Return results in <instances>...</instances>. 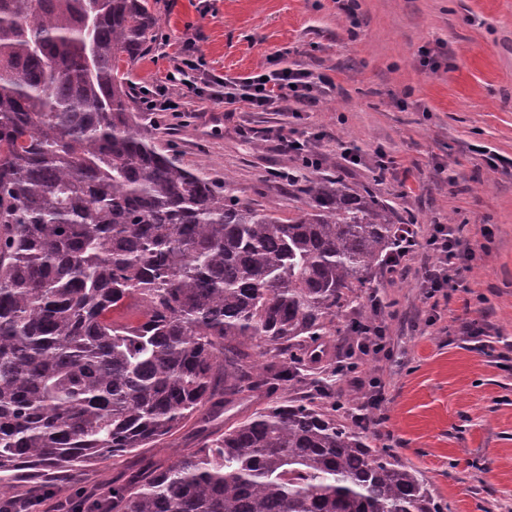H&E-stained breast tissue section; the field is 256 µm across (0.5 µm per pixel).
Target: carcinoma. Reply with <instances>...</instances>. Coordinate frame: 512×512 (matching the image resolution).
<instances>
[{"mask_svg": "<svg viewBox=\"0 0 512 512\" xmlns=\"http://www.w3.org/2000/svg\"><path fill=\"white\" fill-rule=\"evenodd\" d=\"M149 0H0V506L293 381L402 224L341 176L282 217L160 152L120 63ZM61 512H443L313 401L268 404Z\"/></svg>", "mask_w": 512, "mask_h": 512, "instance_id": "cac0c4a2", "label": "carcinoma"}]
</instances>
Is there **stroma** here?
<instances>
[{"label": "stroma", "mask_w": 512, "mask_h": 512, "mask_svg": "<svg viewBox=\"0 0 512 512\" xmlns=\"http://www.w3.org/2000/svg\"><path fill=\"white\" fill-rule=\"evenodd\" d=\"M156 0L157 38L131 68L134 92L151 85L189 46L205 66L194 88L173 87L179 117L146 112L143 127L163 153L230 180L240 197L281 216L305 207L278 179L300 167L279 139H308L320 160L309 178L342 175L415 224L419 245L397 272L376 271L358 299L336 311L325 353L300 380L237 402L209 427L190 420L172 438L83 472L100 493L147 464H169L265 403L289 397L330 405L356 395L372 445L420 472L447 512H512V0ZM285 50V67L335 84L310 106L229 111L206 76L244 78ZM396 167L379 172L377 153ZM302 167V166H301ZM460 228L474 258L459 287L428 294L434 225ZM384 326L389 350L364 351L362 312ZM346 371L334 375L337 366ZM333 373V381H312ZM378 406H371L375 393Z\"/></svg>", "instance_id": "stroma-1"}]
</instances>
